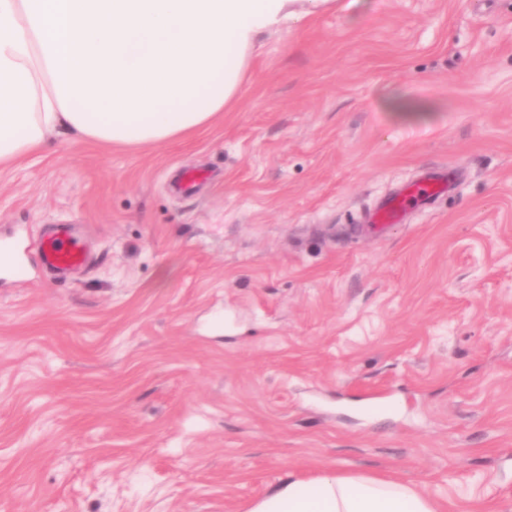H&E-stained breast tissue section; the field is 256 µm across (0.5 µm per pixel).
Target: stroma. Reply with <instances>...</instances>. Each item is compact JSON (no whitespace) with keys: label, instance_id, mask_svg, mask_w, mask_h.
<instances>
[{"label":"stroma","instance_id":"obj_1","mask_svg":"<svg viewBox=\"0 0 512 512\" xmlns=\"http://www.w3.org/2000/svg\"><path fill=\"white\" fill-rule=\"evenodd\" d=\"M431 171L445 194L365 231ZM57 224L90 258L64 277ZM3 240L0 512H247L329 467L512 512V0L265 34L193 137L1 171ZM405 205L406 199L402 195H393L380 203L364 221V224H371V226L378 228L391 222L401 221Z\"/></svg>","mask_w":512,"mask_h":512}]
</instances>
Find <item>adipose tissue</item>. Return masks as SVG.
I'll use <instances>...</instances> for the list:
<instances>
[{
  "label": "adipose tissue",
  "mask_w": 512,
  "mask_h": 512,
  "mask_svg": "<svg viewBox=\"0 0 512 512\" xmlns=\"http://www.w3.org/2000/svg\"><path fill=\"white\" fill-rule=\"evenodd\" d=\"M335 0H0V169L55 132L161 145L233 111L261 35ZM249 512H438L409 486L333 470Z\"/></svg>",
  "instance_id": "adipose-tissue-1"
}]
</instances>
